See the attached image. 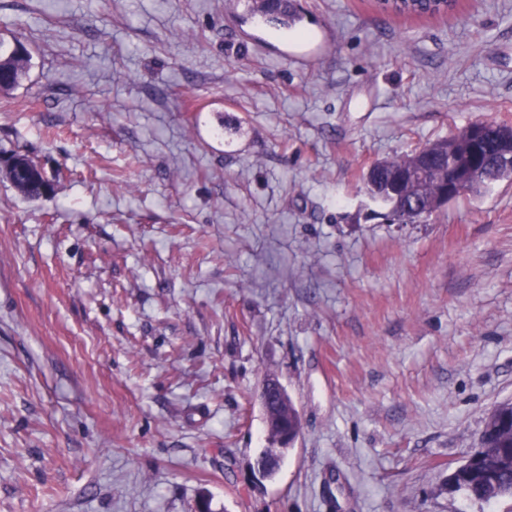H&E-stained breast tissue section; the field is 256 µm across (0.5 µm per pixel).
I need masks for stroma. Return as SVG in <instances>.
I'll return each instance as SVG.
<instances>
[{
  "label": "stroma",
  "instance_id": "1",
  "mask_svg": "<svg viewBox=\"0 0 512 512\" xmlns=\"http://www.w3.org/2000/svg\"><path fill=\"white\" fill-rule=\"evenodd\" d=\"M0 0V512H512L449 493L512 399V182L380 219L377 159L512 124V0ZM301 433L279 469L259 401ZM247 2H255L254 8H251L254 13H259L265 18L279 23L286 29L295 26L296 20L298 19L297 6L289 0L278 1L272 6H268L263 3L262 0H251ZM401 1H424L427 5H429L428 9H417L416 11H408L416 14H430L436 11L448 12L449 9L452 8L454 4V0H379L381 9L386 13L399 14L400 9L398 6H402ZM30 54L26 50L18 53L14 48L8 51L2 40H0V67L7 70L11 75V81L1 86L0 92H9L16 88L26 74ZM491 123H494L497 126H491ZM491 128L495 129L498 135L501 136L503 139L508 140L512 148V126L489 121H476L467 126V129L465 130L469 144H477L482 138H484L486 133ZM1 173L7 178L15 189L25 198L38 199L43 197L40 189V178L38 180H19L14 169L1 168Z\"/></svg>",
  "mask_w": 512,
  "mask_h": 512
}]
</instances>
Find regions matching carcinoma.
<instances>
[{"label": "carcinoma", "mask_w": 512, "mask_h": 512, "mask_svg": "<svg viewBox=\"0 0 512 512\" xmlns=\"http://www.w3.org/2000/svg\"><path fill=\"white\" fill-rule=\"evenodd\" d=\"M252 11L274 21L285 28L295 26L298 10L291 0H279L272 6L253 0ZM30 54L7 50L0 40V68L11 75V81L0 87L7 93L16 88L26 74ZM416 151L393 156L378 161L379 169L370 170L364 176V184L371 197L385 203L395 202V198L381 194L383 182L389 176L412 166ZM500 165V153L497 146L488 142L476 155L474 177L475 183L468 194L478 196L492 186ZM15 189L25 198L42 197L40 181L20 180L14 170L0 169ZM448 183V169L434 167L425 179L415 184H406L400 189V196L416 198L414 221L424 223L437 214L432 204L441 199L445 185ZM448 488L461 493L466 499L481 504H490L503 498H512V402L494 406L487 413L479 434L478 446L475 448L473 461L456 466L448 476Z\"/></svg>", "instance_id": "1"}]
</instances>
